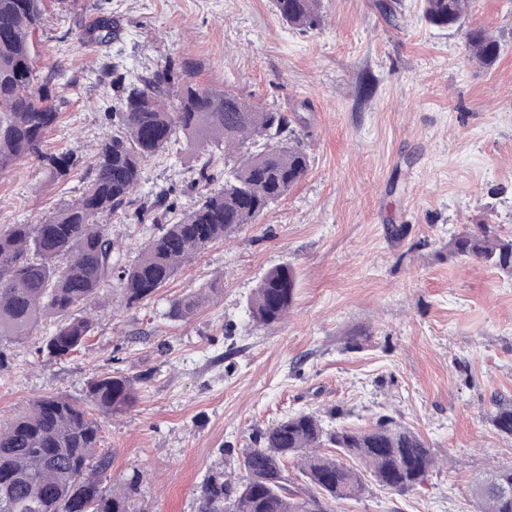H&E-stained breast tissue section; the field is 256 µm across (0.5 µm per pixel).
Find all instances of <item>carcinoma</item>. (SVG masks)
Segmentation results:
<instances>
[{"label": "carcinoma", "instance_id": "cac0c4a2", "mask_svg": "<svg viewBox=\"0 0 512 512\" xmlns=\"http://www.w3.org/2000/svg\"><path fill=\"white\" fill-rule=\"evenodd\" d=\"M470 0H424L423 17L460 33L468 60L494 64L500 43L488 29L466 22ZM283 22L303 31L321 25V0H273ZM45 0H0V175L37 157L50 179L64 181L77 168L72 151L44 153L41 145L59 112L49 85L39 81L36 36ZM95 41L116 39L112 20L100 16L85 33ZM112 129L102 138L79 196L38 224H12L0 232V369L9 344L45 321L54 322L40 352L63 359L81 350L94 328L82 314L102 286L123 281L127 307L151 300L177 273L210 246L244 224L257 223L306 176L310 153L294 119L261 110L236 93L193 79L183 61L168 59L135 75L115 61ZM185 140L196 153L193 183L198 199L176 214L171 189L142 191L145 163ZM224 160V178L214 168ZM160 231L125 265L108 226L118 218ZM449 254L477 260L512 275V234L486 227L456 235ZM297 280L290 268L270 269L247 306L253 323L270 326L292 307ZM205 296L170 301L166 315L186 320ZM140 378L112 374L87 383V404L52 395L33 400L15 417L0 420V512H149L141 470L103 483L112 458L100 448L94 413L117 416L136 400ZM490 420L512 437V403H494ZM362 462L346 466L339 456ZM297 459L298 475L287 473ZM437 451L389 417L371 428L325 426L321 415L301 411L271 424L257 448H244L236 466L209 470L197 489L198 512H336V503L360 498L368 484L405 495L436 466ZM471 490L482 512H512V466L497 467Z\"/></svg>", "mask_w": 512, "mask_h": 512}]
</instances>
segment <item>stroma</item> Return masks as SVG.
Listing matches in <instances>:
<instances>
[{"label":"stroma","instance_id":"stroma-1","mask_svg":"<svg viewBox=\"0 0 512 512\" xmlns=\"http://www.w3.org/2000/svg\"><path fill=\"white\" fill-rule=\"evenodd\" d=\"M374 3L323 0V28L304 33L271 0H48L39 70L59 119L44 152L93 160L112 123L100 64L118 45L138 71L173 56L197 81L294 115L311 166L149 303L122 306L120 281L105 283L80 351L42 357L47 323L10 344L0 420L45 395L84 403L101 375L140 376L134 406L100 420L109 473L143 471L153 512H196L208 468L282 417L332 412L360 429L389 416L445 464L408 495L373 484L340 512H477L472 483L512 465V437L490 422L494 400H512V277L450 257L448 243L483 225L512 234V0H471L470 22L501 45L487 68L454 31L424 21L421 0H397L394 23ZM97 15L119 28L117 44L79 41ZM193 165L179 142L147 162L143 188H171L190 207ZM83 186L81 174L55 182L38 159L23 162L0 176V230L39 223ZM158 231L109 226L127 264ZM278 264L297 274L294 302L279 323L254 325L247 302ZM215 283L192 317H167L170 299Z\"/></svg>","mask_w":512,"mask_h":512}]
</instances>
